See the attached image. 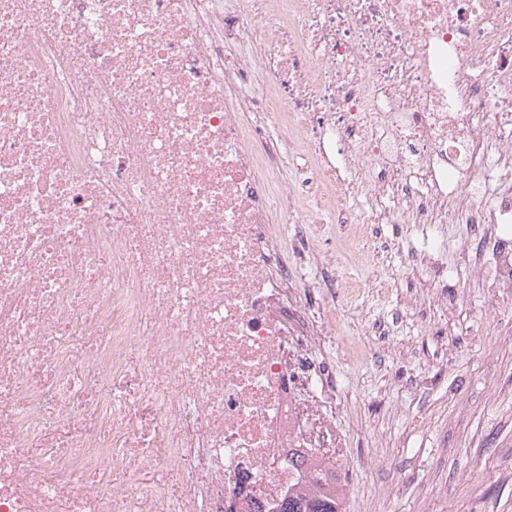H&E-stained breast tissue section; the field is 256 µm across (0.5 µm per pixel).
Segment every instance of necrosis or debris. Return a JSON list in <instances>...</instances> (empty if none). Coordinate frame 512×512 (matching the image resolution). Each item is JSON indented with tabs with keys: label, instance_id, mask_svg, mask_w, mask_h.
Listing matches in <instances>:
<instances>
[{
	"label": "necrosis or debris",
	"instance_id": "4bbe7bcc",
	"mask_svg": "<svg viewBox=\"0 0 512 512\" xmlns=\"http://www.w3.org/2000/svg\"><path fill=\"white\" fill-rule=\"evenodd\" d=\"M272 125L315 159L290 189ZM289 192L351 225L344 266L398 215L512 235V0H0V512L308 488Z\"/></svg>",
	"mask_w": 512,
	"mask_h": 512
}]
</instances>
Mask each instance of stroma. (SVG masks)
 Segmentation results:
<instances>
[{
    "label": "stroma",
    "instance_id": "obj_1",
    "mask_svg": "<svg viewBox=\"0 0 512 512\" xmlns=\"http://www.w3.org/2000/svg\"><path fill=\"white\" fill-rule=\"evenodd\" d=\"M306 217L289 258L298 292L317 300L346 279L364 290L315 349L330 370L318 397L346 467L344 512H512V285L482 276L500 259L492 239L432 225L448 246L442 288L407 268L421 230L374 225L372 248L343 267L329 256L348 225ZM432 297L447 298L448 319L431 330L417 310Z\"/></svg>",
    "mask_w": 512,
    "mask_h": 512
}]
</instances>
